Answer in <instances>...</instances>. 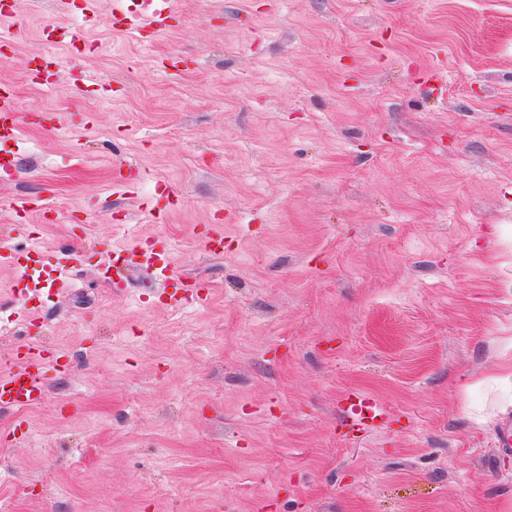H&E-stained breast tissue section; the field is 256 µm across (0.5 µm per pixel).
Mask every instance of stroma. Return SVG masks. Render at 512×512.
Wrapping results in <instances>:
<instances>
[{
	"label": "stroma",
	"mask_w": 512,
	"mask_h": 512,
	"mask_svg": "<svg viewBox=\"0 0 512 512\" xmlns=\"http://www.w3.org/2000/svg\"><path fill=\"white\" fill-rule=\"evenodd\" d=\"M79 3L0 18V243L78 252L25 304L0 261V368L62 358L0 412V512H512V0ZM146 242L203 301L104 278ZM20 123L14 112L10 94H0V137L15 140L18 137ZM60 358L58 353L33 342L18 346L9 368L0 374V409L41 404L47 396L45 369L58 364ZM345 401L348 406L341 412V423L345 427L353 428L361 424L368 428L375 427L390 415L391 410L384 403L358 391L348 393Z\"/></svg>",
	"instance_id": "35a3bbf8"
}]
</instances>
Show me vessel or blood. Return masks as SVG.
<instances>
[{
  "mask_svg": "<svg viewBox=\"0 0 512 512\" xmlns=\"http://www.w3.org/2000/svg\"><path fill=\"white\" fill-rule=\"evenodd\" d=\"M20 123L13 108L10 95L0 94V137L17 139ZM32 256L27 252L9 254L7 261L15 270L12 292L17 299H26L31 279L30 262ZM131 271L154 270L161 272L163 279L178 281L186 292V301L196 302L202 298L203 283L199 279L180 274L170 266L167 254L156 253L152 257L134 262ZM58 353L43 349L40 345L28 342L18 346L11 358L10 366L0 372V409L29 408L41 404L46 396L45 370L57 364ZM346 408L341 412V423L346 427L365 425L377 426L390 414L389 408L382 402L372 399L361 392L353 391L346 395Z\"/></svg>",
  "mask_w": 512,
  "mask_h": 512,
  "instance_id": "1",
  "label": "vessel or blood"
}]
</instances>
